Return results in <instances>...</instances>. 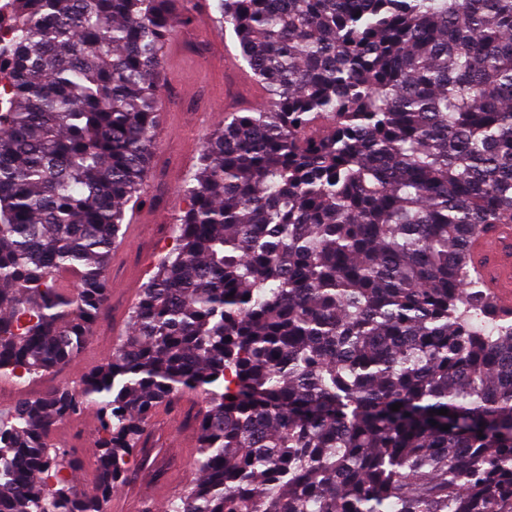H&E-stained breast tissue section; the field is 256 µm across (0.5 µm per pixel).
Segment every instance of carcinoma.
Returning a JSON list of instances; mask_svg holds the SVG:
<instances>
[{
	"mask_svg": "<svg viewBox=\"0 0 512 512\" xmlns=\"http://www.w3.org/2000/svg\"><path fill=\"white\" fill-rule=\"evenodd\" d=\"M197 2L4 4L0 380L89 341ZM211 7L265 105L205 139L112 356L0 414V512H106L184 392L199 476L165 512H512V319L468 252L512 224V0ZM89 407L91 489L51 443Z\"/></svg>",
	"mask_w": 512,
	"mask_h": 512,
	"instance_id": "1",
	"label": "carcinoma"
}]
</instances>
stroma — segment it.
I'll return each mask as SVG.
<instances>
[{
    "label": "stroma",
    "mask_w": 512,
    "mask_h": 512,
    "mask_svg": "<svg viewBox=\"0 0 512 512\" xmlns=\"http://www.w3.org/2000/svg\"><path fill=\"white\" fill-rule=\"evenodd\" d=\"M160 107L164 121L152 157L148 193H162L160 210L176 219L182 207L180 189L196 171L202 144L214 128L222 126L229 112H250L263 101V87L241 58L235 40L217 30L213 14L200 10L192 27L182 30L166 44ZM153 209L142 208L132 225V245H119L112 252L110 278L142 288L151 276L158 256L172 242L171 229L162 227ZM131 298L110 291L107 305L80 358L58 367L36 381L0 388V412L8 411L21 397L45 396L71 383L83 372L108 359L119 338L128 330ZM203 406L199 396L185 392L175 407L159 411L147 426L149 443L144 450L147 465L133 470L127 480L139 503L162 508L197 476V439L187 414ZM98 426L94 410L57 424L52 431L59 448L76 449L84 462H91L95 449L92 435Z\"/></svg>",
    "instance_id": "35a3bbf8"
}]
</instances>
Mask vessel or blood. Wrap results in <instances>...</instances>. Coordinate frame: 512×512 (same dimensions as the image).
Segmentation results:
<instances>
[{"label": "vessel or blood", "mask_w": 512, "mask_h": 512, "mask_svg": "<svg viewBox=\"0 0 512 512\" xmlns=\"http://www.w3.org/2000/svg\"><path fill=\"white\" fill-rule=\"evenodd\" d=\"M470 256L494 303L503 310H511L512 225L497 224L490 231L475 236L470 245Z\"/></svg>", "instance_id": "vessel-or-blood-1"}]
</instances>
